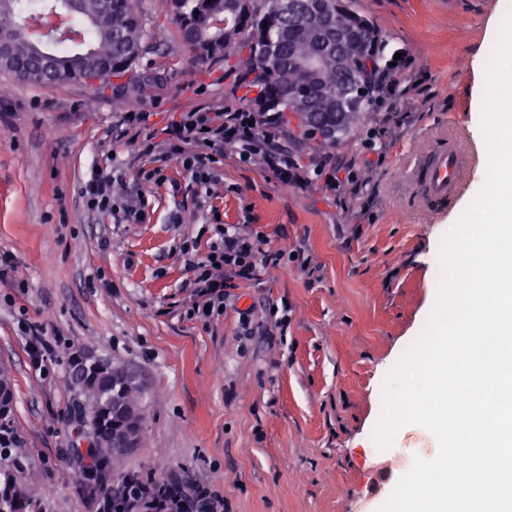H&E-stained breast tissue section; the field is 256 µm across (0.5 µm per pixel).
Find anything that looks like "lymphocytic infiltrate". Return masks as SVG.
<instances>
[{
  "label": "lymphocytic infiltrate",
  "mask_w": 512,
  "mask_h": 512,
  "mask_svg": "<svg viewBox=\"0 0 512 512\" xmlns=\"http://www.w3.org/2000/svg\"><path fill=\"white\" fill-rule=\"evenodd\" d=\"M254 113L243 112H189L180 121L166 130V138L156 141L153 132L144 128L147 115L143 112H128L124 121L140 126V133L129 140L131 152L138 154H177L182 166L193 182L204 189H211L219 178L216 174L217 161L225 150H232L241 162L261 163L275 170L284 186L293 187L305 183L309 177L323 181L326 188L339 190L345 175L351 174V167H342L325 158L312 164L310 170L302 166L288 151L272 142L261 141L252 122ZM144 173L133 169L128 173L125 189L115 191L110 175L99 173L85 183L82 194L89 210L111 214L113 221L136 223L142 221L144 202L136 189ZM219 246L213 247L211 257L197 259L188 255L186 263L195 273V285L203 300L195 308V315L208 317L210 312L223 311L232 296L225 289L224 275L249 279L257 272L258 259L277 265L285 258V250L263 251L260 238L237 232L235 227H220Z\"/></svg>",
  "instance_id": "f902f5d3"
}]
</instances>
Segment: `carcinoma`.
Returning a JSON list of instances; mask_svg holds the SVG:
<instances>
[{"label":"carcinoma","mask_w":512,"mask_h":512,"mask_svg":"<svg viewBox=\"0 0 512 512\" xmlns=\"http://www.w3.org/2000/svg\"><path fill=\"white\" fill-rule=\"evenodd\" d=\"M54 0H0V29L37 20ZM175 10L183 45L198 66L216 57L224 58L227 72L233 75L232 90L242 92L238 100L256 112L259 132L264 137L282 138L292 147L312 158L322 157L342 144L360 136L361 126L369 110L351 112L336 118L327 101L319 98L312 112H297L288 119L282 107L268 108L275 101L288 99V87L307 91L314 79L301 59L319 55L316 31L304 24L288 25V16L277 8L276 0H168ZM331 29H341L358 56L355 88L361 91L365 106H370L380 83L375 77L383 71L381 32L365 17L348 6L336 10V0L328 7ZM82 24L84 42L81 49L63 42L56 44L52 71L56 83L80 81L96 76L103 83L121 80L118 87L128 97L137 99L151 92L148 78L129 76L133 67L149 50V33L137 0H81V10L74 13ZM271 40L277 51L271 60L255 52V45ZM336 127L340 136L333 139L315 132V124ZM70 377L83 395L88 408V422L94 446L90 455L103 460L95 486L119 503L124 489L130 484L142 486L149 504H156L155 494L161 493L171 508L179 506L182 492L148 476L129 480H107L111 466L120 461L126 451L112 433L124 428L125 420L112 413V405L124 407L130 417L144 424V389L136 376L109 361H87L80 354L69 360ZM14 383L11 371L0 364V512H42L37 500L22 489V451L13 425Z\"/></svg>","instance_id":"1"}]
</instances>
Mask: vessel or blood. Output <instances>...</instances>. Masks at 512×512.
<instances>
[{
  "label": "vessel or blood",
  "mask_w": 512,
  "mask_h": 512,
  "mask_svg": "<svg viewBox=\"0 0 512 512\" xmlns=\"http://www.w3.org/2000/svg\"><path fill=\"white\" fill-rule=\"evenodd\" d=\"M466 159L456 143L434 153L429 158H416L412 176L426 198L444 199L464 188Z\"/></svg>",
  "instance_id": "obj_1"
}]
</instances>
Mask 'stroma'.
<instances>
[{
    "label": "stroma",
    "mask_w": 512,
    "mask_h": 512,
    "mask_svg": "<svg viewBox=\"0 0 512 512\" xmlns=\"http://www.w3.org/2000/svg\"><path fill=\"white\" fill-rule=\"evenodd\" d=\"M402 55L418 92L396 96L397 121L368 120L382 157L339 191L308 180L283 188L263 164L225 151L205 209L180 158L128 153L114 129L148 113L155 131L200 109H239L224 62L200 67L163 0H139L152 49L136 75H158L128 99L101 83L52 88L0 73V359L15 379L23 487L43 512H101L75 454L91 440L68 355L90 351L135 371L146 390L143 440L120 473L196 484L224 512H378L435 437L409 425L378 449L384 384L424 333L436 304L445 235L482 188L487 70L512 0H345ZM458 139L477 164L469 188L423 200L408 164ZM142 169L146 218L117 224L89 211L92 173ZM181 223H173L174 215ZM233 225L295 261L231 281L233 302L208 319L184 246L205 257ZM55 342L34 367L24 326Z\"/></svg>",
    "instance_id": "stroma-1"
}]
</instances>
